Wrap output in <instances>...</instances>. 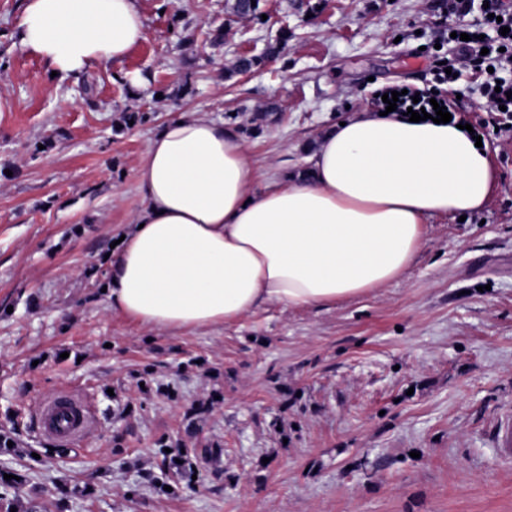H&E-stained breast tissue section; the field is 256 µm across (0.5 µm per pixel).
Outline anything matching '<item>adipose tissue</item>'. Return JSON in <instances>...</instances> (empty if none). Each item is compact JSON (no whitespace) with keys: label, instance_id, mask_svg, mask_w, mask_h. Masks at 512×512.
I'll use <instances>...</instances> for the list:
<instances>
[{"label":"adipose tissue","instance_id":"ef3b65f1","mask_svg":"<svg viewBox=\"0 0 512 512\" xmlns=\"http://www.w3.org/2000/svg\"><path fill=\"white\" fill-rule=\"evenodd\" d=\"M146 35L137 0H22L21 44L60 74L123 60ZM305 163L259 169L203 112L167 122L138 166L112 309L157 331L331 309L403 277L430 220L482 211L495 183L487 147L456 124L365 110L323 131Z\"/></svg>","mask_w":512,"mask_h":512}]
</instances>
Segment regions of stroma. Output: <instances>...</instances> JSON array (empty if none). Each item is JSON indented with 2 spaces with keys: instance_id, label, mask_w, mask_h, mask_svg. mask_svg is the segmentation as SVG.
Wrapping results in <instances>:
<instances>
[{
  "instance_id": "stroma-1",
  "label": "stroma",
  "mask_w": 512,
  "mask_h": 512,
  "mask_svg": "<svg viewBox=\"0 0 512 512\" xmlns=\"http://www.w3.org/2000/svg\"><path fill=\"white\" fill-rule=\"evenodd\" d=\"M227 3L138 0L146 39L74 77L50 75L19 41L21 0H0V512H512V143L487 139L482 212L434 218L402 279L336 309L171 334L109 307L164 123L209 113L297 173L374 90L426 81L438 0H263L247 22ZM283 31L277 58L230 74ZM65 387L94 407L91 442L33 423ZM163 441L202 458L175 496L157 490Z\"/></svg>"
}]
</instances>
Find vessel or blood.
<instances>
[{"label":"vessel or blood","instance_id":"obj_1","mask_svg":"<svg viewBox=\"0 0 512 512\" xmlns=\"http://www.w3.org/2000/svg\"><path fill=\"white\" fill-rule=\"evenodd\" d=\"M34 420L42 436L62 446L90 439L97 429L88 401L74 390H63L39 400L34 408Z\"/></svg>","mask_w":512,"mask_h":512}]
</instances>
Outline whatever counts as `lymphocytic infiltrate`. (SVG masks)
<instances>
[{
  "label": "lymphocytic infiltrate",
  "mask_w": 512,
  "mask_h": 512,
  "mask_svg": "<svg viewBox=\"0 0 512 512\" xmlns=\"http://www.w3.org/2000/svg\"><path fill=\"white\" fill-rule=\"evenodd\" d=\"M475 0H441V16L451 21L453 38L448 51L430 67L431 79L420 88L418 97L399 96L396 115H406L408 107L431 103L456 113L458 106L449 89L455 75L468 70L482 76L478 91L487 104L485 118L476 120L475 135L487 136L497 130L503 140L512 141V0H485L484 8Z\"/></svg>",
  "instance_id": "1"
}]
</instances>
